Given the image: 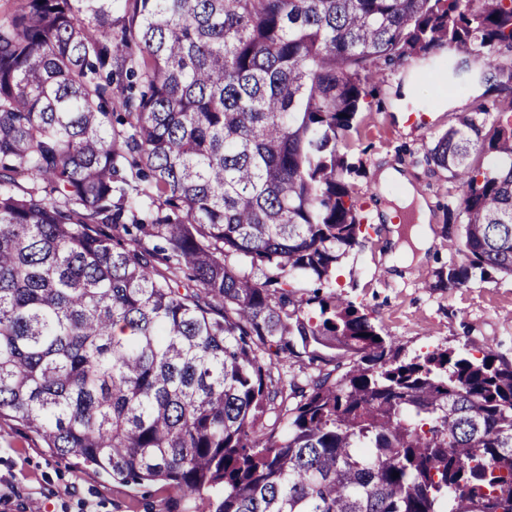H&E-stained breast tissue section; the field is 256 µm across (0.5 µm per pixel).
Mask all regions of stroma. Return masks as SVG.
Instances as JSON below:
<instances>
[{"label": "stroma", "mask_w": 512, "mask_h": 512, "mask_svg": "<svg viewBox=\"0 0 512 512\" xmlns=\"http://www.w3.org/2000/svg\"><path fill=\"white\" fill-rule=\"evenodd\" d=\"M467 57L473 73L512 66L502 58L462 54L453 46L380 64L373 90L358 113L343 154L354 171L349 181L365 217L361 245L337 262L326 292L352 301L410 356L438 348L489 347L512 360V277L494 273L458 288L437 287L436 274L459 261L448 247L461 227L446 221L444 207L454 185L447 172L428 165L434 141L461 117L474 114L487 83L456 90L430 79L435 57ZM398 164L431 212L433 243L424 261L387 266L396 250L377 189L382 167ZM171 493L156 484L141 490L102 476L75 459H62L11 417L0 418V512H168Z\"/></svg>", "instance_id": "1"}]
</instances>
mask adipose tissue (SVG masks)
I'll return each mask as SVG.
<instances>
[{
  "label": "adipose tissue",
  "instance_id": "adipose-tissue-1",
  "mask_svg": "<svg viewBox=\"0 0 512 512\" xmlns=\"http://www.w3.org/2000/svg\"><path fill=\"white\" fill-rule=\"evenodd\" d=\"M379 190L389 195L390 205L384 210L387 217H394L397 210L407 208L412 209L415 214L416 222L410 230L409 239L399 242L397 255L408 264L423 261L433 243V234L429 227L431 213L425 199L397 164L382 168L379 174Z\"/></svg>",
  "mask_w": 512,
  "mask_h": 512
}]
</instances>
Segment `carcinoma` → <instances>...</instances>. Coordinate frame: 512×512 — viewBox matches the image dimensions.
<instances>
[{"mask_svg":"<svg viewBox=\"0 0 512 512\" xmlns=\"http://www.w3.org/2000/svg\"><path fill=\"white\" fill-rule=\"evenodd\" d=\"M444 43L511 57L512 0L0 13V416L214 512H512V362L409 357L322 293L362 233L339 148L373 69ZM496 91L429 152L443 288L512 275V70Z\"/></svg>","mask_w":512,"mask_h":512,"instance_id":"obj_1","label":"carcinoma"}]
</instances>
